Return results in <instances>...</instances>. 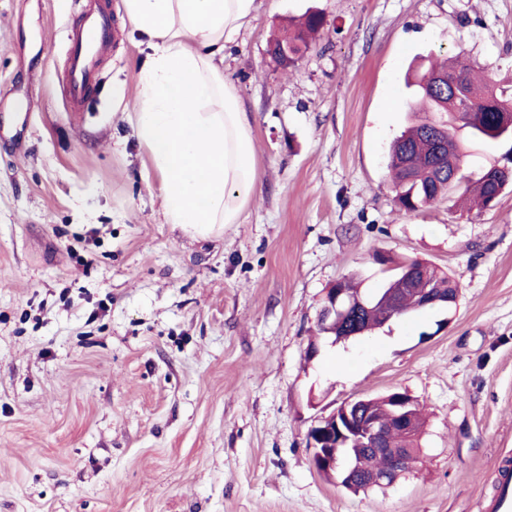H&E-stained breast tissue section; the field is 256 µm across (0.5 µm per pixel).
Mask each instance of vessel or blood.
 I'll return each mask as SVG.
<instances>
[{
    "label": "vessel or blood",
    "instance_id": "vessel-or-blood-1",
    "mask_svg": "<svg viewBox=\"0 0 512 512\" xmlns=\"http://www.w3.org/2000/svg\"><path fill=\"white\" fill-rule=\"evenodd\" d=\"M111 33L110 0H91L79 25L68 35L67 101L72 111L82 110L89 85L98 80L100 60L110 44ZM487 512H512V466H500Z\"/></svg>",
    "mask_w": 512,
    "mask_h": 512
}]
</instances>
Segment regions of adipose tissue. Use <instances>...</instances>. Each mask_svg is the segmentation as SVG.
Instances as JSON below:
<instances>
[{"label":"adipose tissue","instance_id":"adipose-tissue-1","mask_svg":"<svg viewBox=\"0 0 512 512\" xmlns=\"http://www.w3.org/2000/svg\"><path fill=\"white\" fill-rule=\"evenodd\" d=\"M147 44L134 103L136 133L162 180L167 223L207 235L237 223L257 195L253 125L224 76V50L257 0H123Z\"/></svg>","mask_w":512,"mask_h":512}]
</instances>
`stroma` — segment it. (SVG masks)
Segmentation results:
<instances>
[{
  "label": "stroma",
  "instance_id": "obj_1",
  "mask_svg": "<svg viewBox=\"0 0 512 512\" xmlns=\"http://www.w3.org/2000/svg\"><path fill=\"white\" fill-rule=\"evenodd\" d=\"M84 8L0 0V512H483L512 463V192L405 214L387 157L409 69L462 53L512 88V0H258L224 74L253 114L260 191L207 238L164 219L123 0L98 86L68 107ZM310 10L315 42L270 62L275 28ZM457 138L466 179L512 168L511 139ZM378 253L448 273L456 306L319 341L327 288L382 287ZM393 391L425 416L417 459L349 493L308 432Z\"/></svg>",
  "mask_w": 512,
  "mask_h": 512
}]
</instances>
